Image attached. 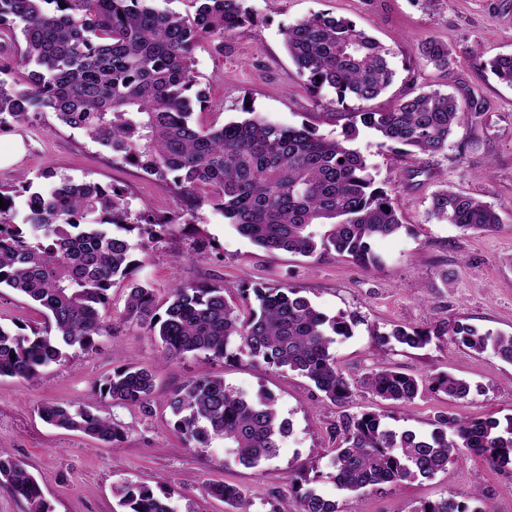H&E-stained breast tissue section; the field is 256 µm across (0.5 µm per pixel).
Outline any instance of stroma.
<instances>
[{
	"label": "stroma",
	"instance_id": "obj_1",
	"mask_svg": "<svg viewBox=\"0 0 512 512\" xmlns=\"http://www.w3.org/2000/svg\"><path fill=\"white\" fill-rule=\"evenodd\" d=\"M254 25L224 40L223 50L202 42L194 51L197 80L206 92L195 116L205 122L240 120L254 110L284 125L309 124L319 134L341 135L344 112L382 111L396 98L420 91L454 93L469 89L482 107L466 118L445 151L427 156L389 151L369 130L352 146L371 167L378 185L392 189L403 223L395 237L375 242L378 268L366 271L335 253L303 257L270 253L238 235L223 217L204 205L181 221V197L142 170L113 162L110 152L80 131L62 126L45 112L30 123L0 129V137L21 136L25 155L0 168V189L17 186L20 176L42 185L41 174L93 181L122 188L132 215L171 217L160 237L135 252L140 276L166 299L170 286L219 283L228 296L241 289L287 283L300 288L328 316L352 322L351 335L334 346L340 370L355 384L345 407L322 402L314 385L297 373L256 367L248 355L216 360L189 355L167 364L159 346L138 329L101 338L99 348H74L37 380L0 378V448H7L39 482L54 512H119L115 487L145 484L170 492L174 512H227L208 495V484L227 482L244 494L240 512H278L299 498L305 478L338 502L341 512H417L441 498L468 499L482 512H512V464L494 468L465 455L447 470L362 497L338 491L325 479L343 414L373 411L394 429L430 434L440 414L512 417V364L492 352L478 354L435 327L466 323L512 334V86L490 71L488 62L512 54V0H244ZM315 13L342 16L378 39L390 52L394 82L385 94L345 111L331 106L333 91L313 96L291 60L283 32ZM436 40L452 49L447 67L422 59L420 47ZM488 173H481V166ZM473 194L496 207L501 217L490 233H463L430 221L431 197L445 187ZM40 306L12 289L0 288V326L30 335L41 330ZM431 330L421 348L380 344L379 335L396 326ZM136 362L154 368L156 388L148 409L95 399L96 381L113 368ZM391 367L418 377L447 373L466 380L461 400L427 393L412 405L380 401L357 387L364 374ZM202 374L222 376L227 386L250 399L272 393L281 417L291 421L277 456L246 466L215 439L186 445L173 429L172 392ZM47 401L73 407L96 402L99 411L127 432L126 442L107 448L83 435L53 428L38 407Z\"/></svg>",
	"mask_w": 512,
	"mask_h": 512
}]
</instances>
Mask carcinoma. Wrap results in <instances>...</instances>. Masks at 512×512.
Returning a JSON list of instances; mask_svg holds the SVG:
<instances>
[{"mask_svg":"<svg viewBox=\"0 0 512 512\" xmlns=\"http://www.w3.org/2000/svg\"><path fill=\"white\" fill-rule=\"evenodd\" d=\"M195 3L194 15L181 16L149 0H0V128L28 123L49 110L107 148L113 159L176 188L185 215L206 204L267 251L302 256L334 251L365 270L378 266L371 243L397 235L403 224L392 191L375 185L366 159L351 147L359 127L376 131L392 150L401 146L435 155L448 148L461 114L480 117L478 103L468 93L421 92L382 112L345 113L340 139L319 135L308 124L284 126L255 113L222 125L195 124L194 107L206 95L198 88L194 48L210 40L222 50L224 38L254 24L241 0ZM284 39L312 92L334 91L332 105L375 99L393 81L389 50L347 18L316 13L288 26ZM420 54L446 66L452 51L429 41ZM490 68L512 86V54L495 57ZM32 187L25 178L16 189L26 196L21 224L11 223L13 197L0 190V286L43 307L46 325L31 336L0 326V377L33 380L62 360L63 348L89 352L97 338L115 335L109 291L124 282L120 322L158 340L163 360L201 353L227 358L235 345L259 367L308 378L324 400L337 406L349 402L352 384L332 345L336 337L351 335L350 325L318 310L299 289L256 287L237 303L224 297L220 284L178 282L160 313L155 289L134 278L139 263L132 252L174 219L131 218L123 191L113 185L64 180ZM428 216L462 231L492 232L500 223L493 206L451 188L432 196ZM114 227L137 232L138 241L115 234ZM451 332L469 349L491 350L512 363V335L464 324ZM382 341L422 348L430 337L397 326ZM357 383L383 401L405 406L427 391L453 399L470 392L468 382L448 374L417 378L393 368L373 370ZM155 384L153 369L129 363L99 380L95 394L145 410ZM169 407L185 442L221 438L248 466L275 458L291 431L271 398L249 400L218 376L188 380L174 391ZM38 412L49 425L114 448L126 438L124 428L91 403L78 409L46 403ZM341 431L342 444L326 478L357 496L385 484L430 478L463 452L493 466L512 463V418L503 425L493 417L439 415L436 428L421 435L393 429L383 415L364 412L343 419ZM0 484L25 501L28 512H54L37 480L5 448H0ZM206 492L236 509L243 505L234 484H212ZM117 494L123 512H173L169 493L146 485H123ZM283 512L341 510L308 487ZM415 512L472 510L446 498Z\"/></svg>","mask_w":512,"mask_h":512,"instance_id":"cac0c4a2","label":"carcinoma"}]
</instances>
